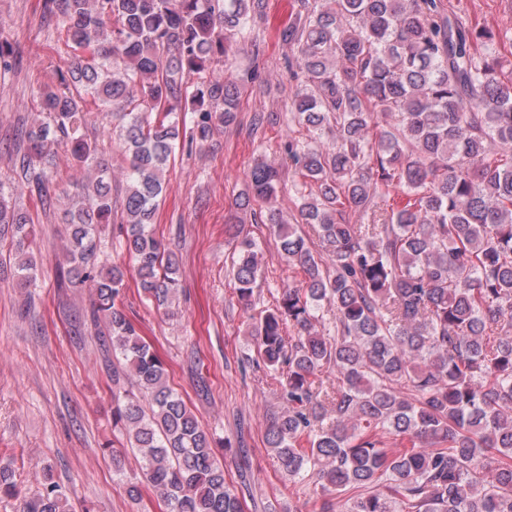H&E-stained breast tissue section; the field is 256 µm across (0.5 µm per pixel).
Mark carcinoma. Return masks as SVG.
Wrapping results in <instances>:
<instances>
[{
	"label": "carcinoma",
	"instance_id": "cac0c4a2",
	"mask_svg": "<svg viewBox=\"0 0 512 512\" xmlns=\"http://www.w3.org/2000/svg\"><path fill=\"white\" fill-rule=\"evenodd\" d=\"M83 49L75 70L39 96L16 159L18 184L66 204L63 284L88 288L91 317L137 392L115 421L138 450L142 481L169 512H245L203 428L168 384L162 360L123 309L125 273L103 261L101 226L112 220L109 167L83 133L87 98L124 120L127 184L120 193L124 250L139 286L166 314L177 264L155 238L165 172L193 115L191 140L237 119L235 69L266 13V0H47ZM296 53L284 69L288 112L307 138L290 136V190L299 232L273 201L279 167L256 161L227 211L238 301L252 305L258 246L241 212L266 208L280 249L304 273L249 336L279 377L281 414L265 440L277 468L332 496L322 512H512V63L481 47L499 34L445 0H296L280 31ZM397 123L383 122L389 115ZM328 134V147L316 144ZM63 146L86 171L66 182L45 159ZM356 213L360 224L347 216ZM29 215L0 185V239H10L18 282L36 281ZM330 313L335 335L316 329ZM294 336L286 340V329ZM397 439L388 448L380 435ZM19 512H70L46 478L33 496L0 468V497Z\"/></svg>",
	"mask_w": 512,
	"mask_h": 512
}]
</instances>
